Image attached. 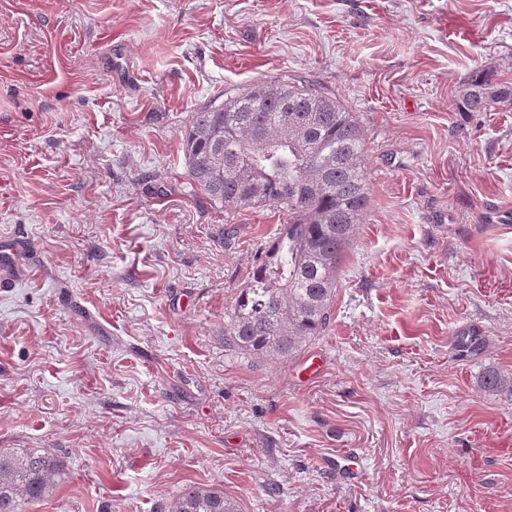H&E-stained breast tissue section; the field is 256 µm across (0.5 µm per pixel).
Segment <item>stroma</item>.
I'll return each mask as SVG.
<instances>
[{
	"label": "stroma",
	"mask_w": 512,
	"mask_h": 512,
	"mask_svg": "<svg viewBox=\"0 0 512 512\" xmlns=\"http://www.w3.org/2000/svg\"><path fill=\"white\" fill-rule=\"evenodd\" d=\"M512 0H0V448L65 479L23 512H512ZM297 78L354 112L369 203L331 320L287 361L224 313L288 221L187 169L194 112ZM317 359L320 370L301 368ZM495 77L483 69L471 72L462 85L457 108L462 112H485L494 103H511L512 86ZM480 388L489 395L504 391L512 392V375L498 370H489L482 376ZM168 512H241L240 504L224 491L185 485L168 507Z\"/></svg>",
	"instance_id": "35a3bbf8"
}]
</instances>
